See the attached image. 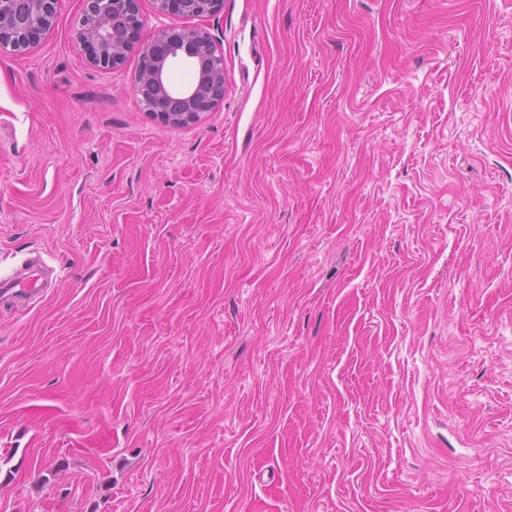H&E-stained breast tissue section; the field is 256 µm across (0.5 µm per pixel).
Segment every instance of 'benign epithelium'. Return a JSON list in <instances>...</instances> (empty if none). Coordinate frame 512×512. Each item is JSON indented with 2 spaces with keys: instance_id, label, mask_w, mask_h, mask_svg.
<instances>
[{
  "instance_id": "benign-epithelium-1",
  "label": "benign epithelium",
  "mask_w": 512,
  "mask_h": 512,
  "mask_svg": "<svg viewBox=\"0 0 512 512\" xmlns=\"http://www.w3.org/2000/svg\"><path fill=\"white\" fill-rule=\"evenodd\" d=\"M158 13L185 17L192 3L199 5L195 18L204 20L223 7V0H155ZM138 0H84L78 40L88 63L110 71L123 64L132 48L146 56L142 82L149 86L151 116L163 125L184 126L217 108L210 89L224 84V66L210 65L222 57L216 41L202 27L168 25L150 37L143 36ZM58 0H0V53L4 49L22 53L36 48L53 27ZM198 62L194 83L175 88L169 79L175 61Z\"/></svg>"
}]
</instances>
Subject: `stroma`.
Returning <instances> with one entry per match:
<instances>
[{
  "instance_id": "1",
  "label": "stroma",
  "mask_w": 512,
  "mask_h": 512,
  "mask_svg": "<svg viewBox=\"0 0 512 512\" xmlns=\"http://www.w3.org/2000/svg\"><path fill=\"white\" fill-rule=\"evenodd\" d=\"M82 9L0 55V512H512V0H224L182 127ZM44 288L39 283L37 270L31 267L24 274L0 278V301L16 298L30 307L44 296Z\"/></svg>"
}]
</instances>
